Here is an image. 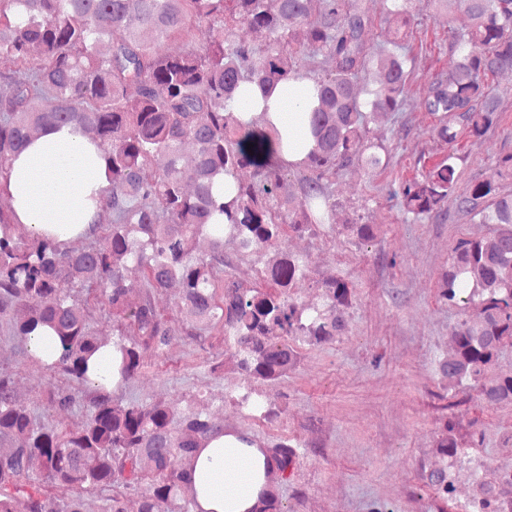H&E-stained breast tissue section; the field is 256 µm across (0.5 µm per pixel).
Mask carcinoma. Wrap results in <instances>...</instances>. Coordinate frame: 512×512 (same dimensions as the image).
<instances>
[{
  "mask_svg": "<svg viewBox=\"0 0 512 512\" xmlns=\"http://www.w3.org/2000/svg\"><path fill=\"white\" fill-rule=\"evenodd\" d=\"M0 0V195L8 193L14 155L47 127L67 125L103 152L107 185L100 190L91 244L70 249L56 239L16 233L13 210L0 208V322L29 342L42 327L59 343L55 359L40 358L67 387L50 406L68 412L79 393L91 394L78 430L49 428L21 404L12 371L0 368V512H85L84 494L110 490L105 512H128L126 497L140 495L138 512H194L192 472L201 443L224 426L195 403L117 401L94 386L92 357L110 345L119 354L121 382L138 373L143 353H160L175 336L202 339L218 328L224 356L235 370L275 383L297 364L296 343L331 344L343 335L354 284L337 276L322 282L320 300L299 301L295 285L309 277L306 260L282 246L289 235L331 233L336 210L330 190L342 169L384 165L383 145L369 140L370 118L399 111L409 57L400 35L416 19V0H387L398 27L385 47L368 38L370 15L360 0ZM470 20L448 33L457 54L448 78L428 87V111L439 116L434 142L445 147L462 127L482 138L496 124L500 98L485 79L512 70V0H462ZM207 22L218 36L207 46L176 51L161 43ZM239 25L267 35L261 48L230 39ZM123 36L112 40V33ZM327 55L333 69L313 77L317 103L309 117L314 145L297 167L300 195L281 193L290 163L278 157L275 131L244 123L230 108L243 80L273 86L299 77L298 58ZM375 67L377 84H364ZM254 170L243 182L240 170ZM512 154L503 156L457 198L458 209L480 224L498 225L491 238L458 241L437 283L439 302L460 310L454 347L435 359L453 385L476 392L488 405L512 404V373L498 371L512 347ZM230 181L234 194L214 192ZM458 181L457 157L403 181L395 196L415 218L445 214ZM361 243L376 237L372 224H345ZM205 238L209 251L199 253ZM243 252L275 248L264 285L245 287L224 272V241ZM136 266L145 296L128 303L126 272ZM178 285L177 318L154 303L155 291ZM112 316V340L97 335L89 301ZM225 397L246 415L273 422L277 414L255 390L236 386ZM464 440L445 420L436 439L438 462L423 475L437 498L453 492L452 469ZM295 439L265 448L266 486L250 512H286L279 481L299 464ZM476 495L462 512H501L512 496V470L475 471Z\"/></svg>",
  "mask_w": 512,
  "mask_h": 512,
  "instance_id": "cac0c4a2",
  "label": "carcinoma"
}]
</instances>
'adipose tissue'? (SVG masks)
<instances>
[{
  "label": "adipose tissue",
  "mask_w": 512,
  "mask_h": 512,
  "mask_svg": "<svg viewBox=\"0 0 512 512\" xmlns=\"http://www.w3.org/2000/svg\"><path fill=\"white\" fill-rule=\"evenodd\" d=\"M234 97L244 111L268 110L283 159H305L313 146L308 126L316 103L312 80L274 86L245 81ZM105 184L99 148L68 127L47 129L29 142L13 158L8 177L17 222L61 242L91 235L96 219L92 195ZM264 461L261 448L239 434L216 435L199 450L193 472L200 512H250L264 487Z\"/></svg>",
  "instance_id": "obj_1"
}]
</instances>
